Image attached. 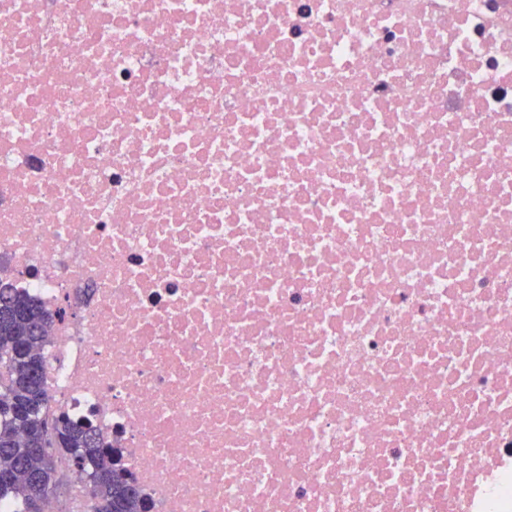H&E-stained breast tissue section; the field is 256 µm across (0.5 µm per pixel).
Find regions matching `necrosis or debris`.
I'll list each match as a JSON object with an SVG mask.
<instances>
[{
  "label": "necrosis or debris",
  "mask_w": 512,
  "mask_h": 512,
  "mask_svg": "<svg viewBox=\"0 0 512 512\" xmlns=\"http://www.w3.org/2000/svg\"><path fill=\"white\" fill-rule=\"evenodd\" d=\"M0 281L148 512H512V0H0Z\"/></svg>",
  "instance_id": "4bbe7bcc"
}]
</instances>
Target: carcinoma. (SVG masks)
<instances>
[{
	"mask_svg": "<svg viewBox=\"0 0 512 512\" xmlns=\"http://www.w3.org/2000/svg\"><path fill=\"white\" fill-rule=\"evenodd\" d=\"M51 321L34 299L0 284V498L18 499L23 512H43L63 476L59 456L76 450V472L91 482L95 512H147L121 461L91 428L45 412L41 350Z\"/></svg>",
	"mask_w": 512,
	"mask_h": 512,
	"instance_id": "cac0c4a2",
	"label": "carcinoma"
}]
</instances>
